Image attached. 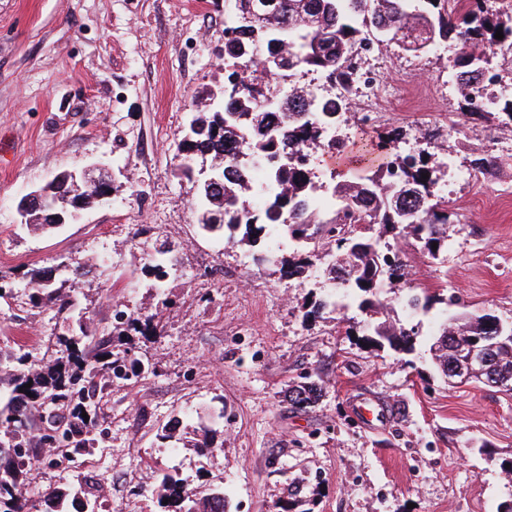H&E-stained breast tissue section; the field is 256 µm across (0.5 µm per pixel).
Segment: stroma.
<instances>
[{
    "mask_svg": "<svg viewBox=\"0 0 512 512\" xmlns=\"http://www.w3.org/2000/svg\"><path fill=\"white\" fill-rule=\"evenodd\" d=\"M224 0H0V277L22 286L31 270L52 272L74 306L37 307L26 295L0 299V347L26 345L46 359V336H79L78 315L107 327L115 308L142 314L172 305L151 338L128 332L114 350L153 369L113 385L101 437L88 453L95 466L62 477L48 457L33 469L39 489L80 481L97 486L115 474L127 490L110 512H163L148 490L160 470L196 486L223 487L231 512H504L512 504V393L448 381L433 362L436 322L487 311L512 322V126L466 115L454 87L436 114L454 180L445 194L451 222L438 255L400 240L405 280L384 290L400 325L416 332L413 350L366 341L371 326L356 306L306 317L308 298L335 295L326 270L332 243L294 278L281 260L294 248L280 237L265 248L202 234L196 180L177 177V145L196 115L195 102L224 84ZM443 55L391 51V70L414 68L419 81L446 70ZM450 112L456 133L439 119ZM379 127L350 128L327 175L355 177L362 143ZM501 159L485 180L499 206L493 217L464 208L476 180V142ZM105 164L110 195L56 230L21 226L17 198L64 170ZM174 247V264L156 280L152 259ZM92 264L75 277L69 266ZM446 289L452 305L407 313L405 296ZM310 375L322 389L298 411L285 393ZM379 399L384 420L367 424L358 405ZM200 412L214 421L217 447L200 454L161 441V426Z\"/></svg>",
    "mask_w": 512,
    "mask_h": 512,
    "instance_id": "stroma-1",
    "label": "stroma"
}]
</instances>
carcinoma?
Here are the masks:
<instances>
[{"label": "carcinoma", "instance_id": "1", "mask_svg": "<svg viewBox=\"0 0 512 512\" xmlns=\"http://www.w3.org/2000/svg\"><path fill=\"white\" fill-rule=\"evenodd\" d=\"M235 16H250L254 23L240 24L224 31L227 35L224 54L239 63L251 62V69L237 68L231 72L221 90L223 103L213 107L216 96L207 95L200 102L202 116L194 119L190 139L178 145L180 174L194 176V159L208 155L222 175L220 186L211 193H202L197 204V224L207 234L222 236L229 241L250 246L262 239L285 235L299 245L281 261L283 271L292 277L301 275L312 266L306 246L322 239L336 238L338 253L331 256L330 271L341 279L343 306L357 304L361 310L378 312L387 309L381 299L384 281L403 279L402 261L398 255L383 253L387 237L398 240L410 236L422 243L432 256L443 246L450 215L442 198L433 192L444 164L431 163L430 153L402 157L394 150L392 160L374 164L371 156L396 139L389 131L382 140L362 147L368 164L356 180H341V173L331 175L330 202L335 207L316 217L305 206V200L316 195L314 173L303 161L302 152L322 146L320 131L298 141L295 129L311 125L308 114L320 113L323 127L333 122V116L347 109L339 101L334 106L323 105L304 90H295L285 97L278 93V105H265L264 94L273 89L264 76L268 75L266 59L275 56L290 71L307 69L321 73L326 79L347 86L355 83L349 63L354 47L363 39L373 37L380 44H397L415 53H429L439 44L455 40L460 48L449 61L450 75L460 81L473 79L489 64L486 48L512 47V11L496 7L488 0H473L465 10L453 13L443 8L442 0H228ZM503 39L495 38L496 31ZM497 116L512 123V100L495 103L492 109L476 113ZM239 138L246 146L224 159V142ZM267 155L274 159L267 187V205L263 214L253 216L246 206L248 192L254 189L250 174L252 157ZM427 178H421L422 174ZM95 186L77 193L71 186H50L49 198L31 213V226L36 230L57 227L54 215L73 209L75 203L86 208L97 201ZM25 287L34 305L71 307L60 293L50 273L33 270L27 273ZM436 304H448L440 292H424L414 297L410 306L430 311ZM166 300L150 315L126 316L125 325L143 336L157 333ZM468 333L489 335L490 312L467 314ZM448 325H441L436 344V365L448 366L453 357V344L448 342ZM415 332L396 326L386 319L375 323L376 344L388 343L396 351L413 348ZM83 348L76 340L57 338L48 342L65 347V355L52 363L36 365L29 362L21 349H0V512H30L28 473L36 459L22 454L24 448H64L73 456L83 455L95 441L100 403L92 401V388L98 372L103 371L121 380L129 379L142 369L141 360L112 353V332L108 330L84 333ZM490 368L512 378V347L499 351L490 359ZM31 387H26V384ZM318 383L306 377L288 386V403L299 410L314 404L320 396ZM89 419H84L83 415ZM183 430L186 444L205 454L212 452L216 430L198 421L161 427L158 437H173ZM166 512H230L224 487L216 486L197 491L185 480L169 472L162 473L160 483L152 487ZM45 512H69L68 503L83 502L88 512H98L102 502L96 490L83 485L67 489H49L41 493Z\"/></svg>", "mask_w": 512, "mask_h": 512}]
</instances>
